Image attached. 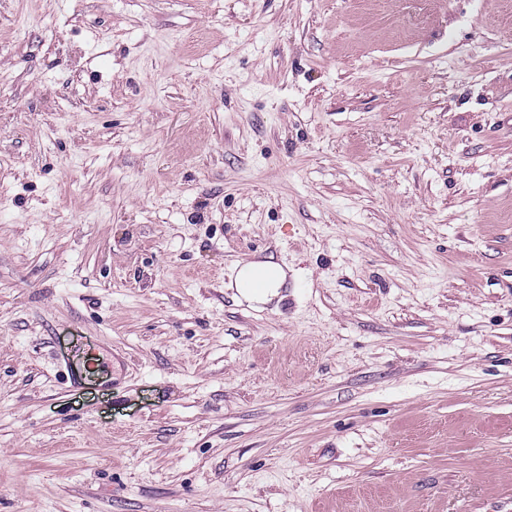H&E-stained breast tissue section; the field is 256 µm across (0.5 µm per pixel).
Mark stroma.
I'll list each match as a JSON object with an SVG mask.
<instances>
[{"label":"stroma","instance_id":"obj_1","mask_svg":"<svg viewBox=\"0 0 512 512\" xmlns=\"http://www.w3.org/2000/svg\"><path fill=\"white\" fill-rule=\"evenodd\" d=\"M0 512H512V0H0ZM252 275H262L267 278V290L263 293H252L246 288V281ZM286 280L285 270L278 264L262 261H248L239 266L237 269L233 282L230 286L237 289L241 297L252 304H266L278 295V289L282 288Z\"/></svg>","mask_w":512,"mask_h":512}]
</instances>
